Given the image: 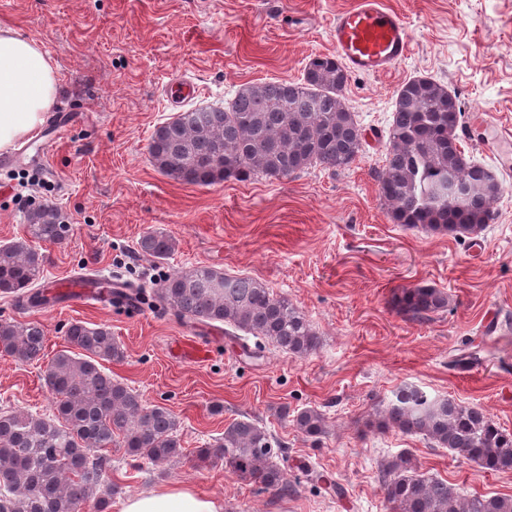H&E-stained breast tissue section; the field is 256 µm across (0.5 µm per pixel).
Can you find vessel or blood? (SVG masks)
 <instances>
[{
	"instance_id": "b4317fda",
	"label": "vessel or blood",
	"mask_w": 512,
	"mask_h": 512,
	"mask_svg": "<svg viewBox=\"0 0 512 512\" xmlns=\"http://www.w3.org/2000/svg\"><path fill=\"white\" fill-rule=\"evenodd\" d=\"M330 36L337 58L353 74H385L405 58L409 48L405 23L383 0H358L337 15ZM52 292L72 305L103 304L111 297L129 296L121 280L98 276L55 281Z\"/></svg>"
}]
</instances>
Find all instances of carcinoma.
Wrapping results in <instances>:
<instances>
[{"label":"carcinoma","mask_w":512,"mask_h":512,"mask_svg":"<svg viewBox=\"0 0 512 512\" xmlns=\"http://www.w3.org/2000/svg\"><path fill=\"white\" fill-rule=\"evenodd\" d=\"M348 81L338 59L318 55L301 82L244 84L225 107L190 109L161 123L149 143L151 162L168 178L197 185L251 176L288 178L317 166L345 170L363 151L361 128L341 99ZM460 117L456 98L433 80H412L398 91L378 176L379 196L394 223L475 238L494 220L502 186L494 172L465 156L457 134ZM450 177L465 188L458 204L448 199ZM27 223V238L0 245V293L37 305L44 301L36 290L43 256L33 242L60 243L71 227L49 205L31 208ZM138 247L164 259L173 243L150 232ZM152 300L183 319L220 322L295 355H307L318 344L317 332L298 308L249 276L206 266L181 269L159 278ZM394 303L407 318L423 320L448 306V294L417 285L402 289ZM66 337L79 352L60 350L48 362L44 380L55 396L52 413L0 412V512H78L88 499L104 512L118 487L109 480L111 459L102 450L117 437L126 455L153 465L184 456L170 411L146 405L98 364L124 358L112 331L75 322ZM44 343L39 323L0 320V352L38 360ZM384 423L485 472L512 471V433L479 407L406 386L386 406ZM293 426L307 437L326 433V419L316 408L299 411ZM199 457L280 496L293 490L284 448L251 419L228 423ZM380 480L396 512H512V496L464 495L446 481L417 474L408 453L393 457Z\"/></svg>","instance_id":"obj_1"}]
</instances>
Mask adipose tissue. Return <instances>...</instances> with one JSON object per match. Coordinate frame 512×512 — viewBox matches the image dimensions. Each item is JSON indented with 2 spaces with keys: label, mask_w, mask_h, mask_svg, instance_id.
Listing matches in <instances>:
<instances>
[{
  "label": "adipose tissue",
  "mask_w": 512,
  "mask_h": 512,
  "mask_svg": "<svg viewBox=\"0 0 512 512\" xmlns=\"http://www.w3.org/2000/svg\"><path fill=\"white\" fill-rule=\"evenodd\" d=\"M58 91V74L38 43L0 29V151L14 148L44 124ZM119 512H224V503L174 486L130 496L120 502Z\"/></svg>",
  "instance_id": "1"
}]
</instances>
